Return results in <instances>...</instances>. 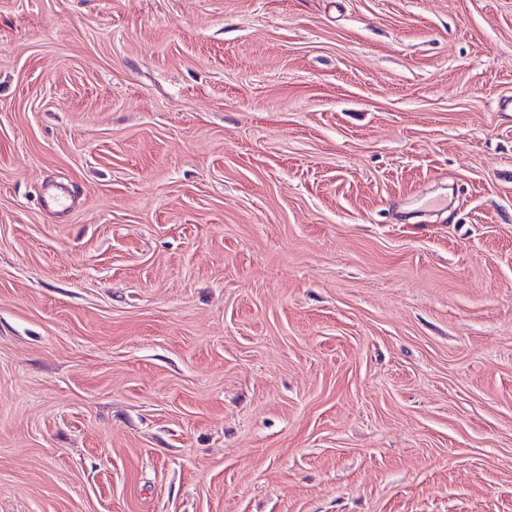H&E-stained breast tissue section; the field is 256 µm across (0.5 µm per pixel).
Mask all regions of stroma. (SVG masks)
I'll return each mask as SVG.
<instances>
[{"instance_id":"1","label":"stroma","mask_w":512,"mask_h":512,"mask_svg":"<svg viewBox=\"0 0 512 512\" xmlns=\"http://www.w3.org/2000/svg\"><path fill=\"white\" fill-rule=\"evenodd\" d=\"M506 96L512 0H0V512H512Z\"/></svg>"}]
</instances>
